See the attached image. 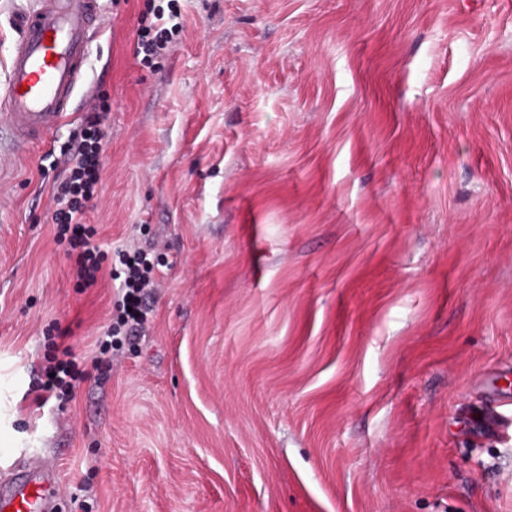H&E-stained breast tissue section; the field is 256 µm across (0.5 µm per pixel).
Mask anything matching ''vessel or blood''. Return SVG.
<instances>
[{
  "instance_id": "vessel-or-blood-1",
  "label": "vessel or blood",
  "mask_w": 512,
  "mask_h": 512,
  "mask_svg": "<svg viewBox=\"0 0 512 512\" xmlns=\"http://www.w3.org/2000/svg\"><path fill=\"white\" fill-rule=\"evenodd\" d=\"M99 0H38L20 15L0 125L20 144L45 143L73 115L91 42L100 31ZM0 512H46L48 470L29 461Z\"/></svg>"
}]
</instances>
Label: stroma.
Returning a JSON list of instances; mask_svg holds the SVG:
<instances>
[{
  "mask_svg": "<svg viewBox=\"0 0 512 512\" xmlns=\"http://www.w3.org/2000/svg\"><path fill=\"white\" fill-rule=\"evenodd\" d=\"M101 4L73 117L0 129V472L59 512H512V0H178L149 68L151 0ZM102 92L86 221L158 277L107 368L121 266L77 288L52 222ZM54 324L89 377L38 406ZM174 2L175 0H167V14L161 5H154L146 13L140 14L135 55L139 59L143 54L139 60L141 64L149 67L157 64L154 60L162 56L173 36L182 31L181 12Z\"/></svg>",
  "mask_w": 512,
  "mask_h": 512,
  "instance_id": "35a3bbf8",
  "label": "stroma"
}]
</instances>
